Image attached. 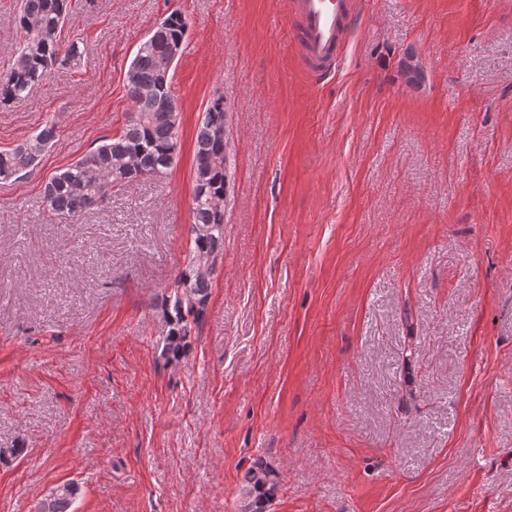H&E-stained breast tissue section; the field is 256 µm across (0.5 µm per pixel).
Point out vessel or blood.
I'll use <instances>...</instances> for the list:
<instances>
[{"label": "vessel or blood", "instance_id": "1", "mask_svg": "<svg viewBox=\"0 0 512 512\" xmlns=\"http://www.w3.org/2000/svg\"><path fill=\"white\" fill-rule=\"evenodd\" d=\"M355 20L354 0H293L290 22L313 80L336 71Z\"/></svg>", "mask_w": 512, "mask_h": 512}]
</instances>
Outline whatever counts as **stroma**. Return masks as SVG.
<instances>
[{
	"label": "stroma",
	"mask_w": 512,
	"mask_h": 512,
	"mask_svg": "<svg viewBox=\"0 0 512 512\" xmlns=\"http://www.w3.org/2000/svg\"><path fill=\"white\" fill-rule=\"evenodd\" d=\"M290 0H70L85 42L0 112V512L74 481L75 512H512V0H359L336 73H307ZM177 164L80 219L51 176L124 127L126 71L172 11ZM414 51L425 82L409 86ZM223 95L232 158L205 317L165 364L193 148ZM398 69L405 76V80L409 84H419L424 79V72L412 51H405L398 59ZM55 137V125L47 122L33 131L21 143L0 151V181L11 180L33 172ZM278 477L270 467L259 466L250 469L242 487L245 512H263L279 491Z\"/></svg>",
	"instance_id": "stroma-1"
}]
</instances>
